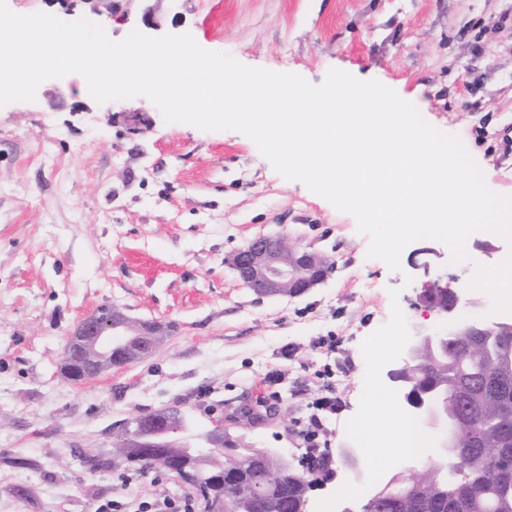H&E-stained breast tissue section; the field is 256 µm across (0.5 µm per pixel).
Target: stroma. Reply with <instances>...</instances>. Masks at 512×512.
<instances>
[{"mask_svg": "<svg viewBox=\"0 0 512 512\" xmlns=\"http://www.w3.org/2000/svg\"><path fill=\"white\" fill-rule=\"evenodd\" d=\"M16 13L90 18L110 38L142 29L191 33L204 49L321 83L337 68L407 94L422 117L456 135L495 193L512 195V0H134L126 20L66 11L60 0H8ZM259 235L336 262L297 298L258 297L229 261ZM355 218L278 174L235 131L166 122L139 96L103 104L77 75L43 82L32 102L0 107V512H204L190 485L160 469L90 470L123 423L176 406L191 432L211 430L245 401L280 410L241 430L303 471L311 415L319 452L334 464L306 512H362L409 458L390 421L402 409L381 381L385 343L444 326L418 303L425 279L467 290L480 317L488 296L468 291L476 265L512 247L478 232L468 262L443 243L405 247L400 270L367 256ZM492 245V253L481 244ZM110 303L169 324L140 361L75 384L60 375L68 336ZM369 447L355 478L347 448ZM30 460L27 468L12 466Z\"/></svg>", "mask_w": 512, "mask_h": 512, "instance_id": "1", "label": "stroma"}]
</instances>
